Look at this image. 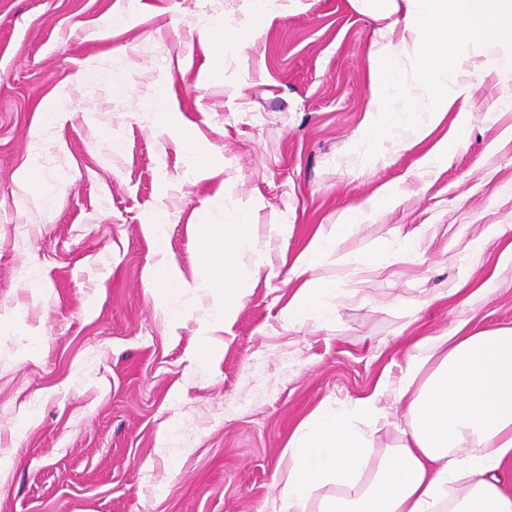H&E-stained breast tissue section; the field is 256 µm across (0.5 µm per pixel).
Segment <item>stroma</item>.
Listing matches in <instances>:
<instances>
[{
	"instance_id": "obj_1",
	"label": "stroma",
	"mask_w": 512,
	"mask_h": 512,
	"mask_svg": "<svg viewBox=\"0 0 512 512\" xmlns=\"http://www.w3.org/2000/svg\"><path fill=\"white\" fill-rule=\"evenodd\" d=\"M300 2L257 31L253 0H0V512H281L288 440L319 405L397 383L417 337L512 326L493 234L512 225L505 86L471 71L467 143L425 173L445 127L416 144L362 129L378 22L348 0ZM384 185L393 205L317 269L338 298L288 323L295 256ZM242 211L265 265L201 363L219 298L197 224ZM157 212L191 284L164 303L145 286ZM413 232L422 259L375 262Z\"/></svg>"
}]
</instances>
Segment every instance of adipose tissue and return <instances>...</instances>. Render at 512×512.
<instances>
[{"instance_id":"1","label":"adipose tissue","mask_w":512,"mask_h":512,"mask_svg":"<svg viewBox=\"0 0 512 512\" xmlns=\"http://www.w3.org/2000/svg\"><path fill=\"white\" fill-rule=\"evenodd\" d=\"M361 13L388 26L369 55L372 99L363 130L378 139L404 120L384 89L400 83L393 61L412 51L420 79L435 100L427 125L450 121L452 137L441 138L418 165L436 169L462 148L471 123L469 81L448 90L449 69L485 55L479 68L493 69L492 52L512 44V0H350ZM392 199L380 188L365 202L345 208L335 223L320 226L293 260L289 275L298 289L284 309L288 321L318 318L335 282L316 274L320 261L339 242L368 222ZM200 262L209 286L222 298L219 316L200 328V357L211 355L210 334L230 322L244 304L247 285L242 258L254 270L265 260L263 244L247 217L232 224H206ZM384 384L357 399L351 411L317 408L288 442V467L281 499L290 512H307L314 490L327 487L317 512H512V493L503 488L502 469L512 460V326L471 332L464 326L442 336L416 340L405 355L392 405L382 403ZM394 442L377 459L369 450L380 433ZM367 482H360L362 469Z\"/></svg>"}]
</instances>
